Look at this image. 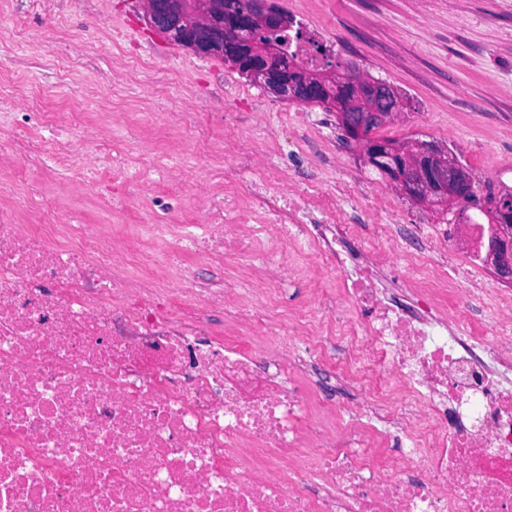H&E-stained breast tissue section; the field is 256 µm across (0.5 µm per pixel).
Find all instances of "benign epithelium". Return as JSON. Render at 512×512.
<instances>
[{
	"mask_svg": "<svg viewBox=\"0 0 512 512\" xmlns=\"http://www.w3.org/2000/svg\"><path fill=\"white\" fill-rule=\"evenodd\" d=\"M151 23L177 42L203 57L221 56L244 75L258 81L280 96L301 103L327 104L333 101L328 87L318 88L316 77L290 64L288 56L274 43L259 40L262 31L280 33L288 30L287 20L266 0H249L244 12L230 15L224 0H197L188 12L183 0H144ZM342 86L356 88L354 104L362 111L352 118L353 132L363 141L367 162L398 182L405 193L417 201L447 199L448 212L466 224L467 213L474 209L492 224L488 259L504 278L512 275V194L488 192L477 187L468 169L451 153L429 143H418L408 152L379 138H371L370 127L385 123L390 112H380L366 105L368 98L386 96L391 88L385 83L365 79L360 73L323 74Z\"/></svg>",
	"mask_w": 512,
	"mask_h": 512,
	"instance_id": "7a95c632",
	"label": "benign epithelium"
}]
</instances>
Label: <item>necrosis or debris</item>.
<instances>
[{"label":"necrosis or debris","mask_w":512,"mask_h":512,"mask_svg":"<svg viewBox=\"0 0 512 512\" xmlns=\"http://www.w3.org/2000/svg\"><path fill=\"white\" fill-rule=\"evenodd\" d=\"M121 108L88 122L63 102L42 115L46 146L0 121V164L48 154L83 185L96 160L161 163L113 151ZM171 122L209 163L255 156L196 113ZM259 177L200 227L129 236L0 174V512H512V292L458 288L442 308L454 225L403 238L386 197L367 231L345 209L353 176L290 193L283 168ZM189 249L225 265L223 287L197 280ZM312 265L336 292L281 313L285 278ZM481 303L498 316L477 334L464 320ZM327 369L350 397L324 425L298 377ZM391 440L406 443L395 458Z\"/></svg>","instance_id":"4bbe7bcc"}]
</instances>
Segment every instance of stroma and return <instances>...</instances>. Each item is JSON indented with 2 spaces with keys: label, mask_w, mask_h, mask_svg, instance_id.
<instances>
[{
  "label": "stroma",
  "mask_w": 512,
  "mask_h": 512,
  "mask_svg": "<svg viewBox=\"0 0 512 512\" xmlns=\"http://www.w3.org/2000/svg\"><path fill=\"white\" fill-rule=\"evenodd\" d=\"M270 2L300 24L308 49L324 48L333 62L355 63L364 76L393 87L398 113L376 136L451 149L475 181L512 187V0ZM15 28L28 39L53 43L57 59L82 55L84 77L106 97L112 94L113 57L130 50L149 59V68L126 92L133 119L110 132L116 145L151 151L175 144L167 115L190 108L205 113L217 129L234 122L299 185L317 172L314 153L331 143L340 166L358 174L361 197L397 195L395 219L404 232L446 219L442 206L401 194L366 163L361 141L347 134L339 112L272 94L223 59L198 56L171 41L148 24L143 0H9L0 11V29ZM230 80L248 88L250 98H226ZM256 112L262 120H253ZM290 112L318 135L305 151L292 147L283 128ZM176 166L199 167L198 181L170 189L168 176ZM224 171L182 153L152 169L150 188L131 200L113 194L116 175L109 167L94 172L85 189L73 190L60 176L48 190L82 223L194 224L201 210L223 212Z\"/></svg>",
  "instance_id": "stroma-1"
}]
</instances>
